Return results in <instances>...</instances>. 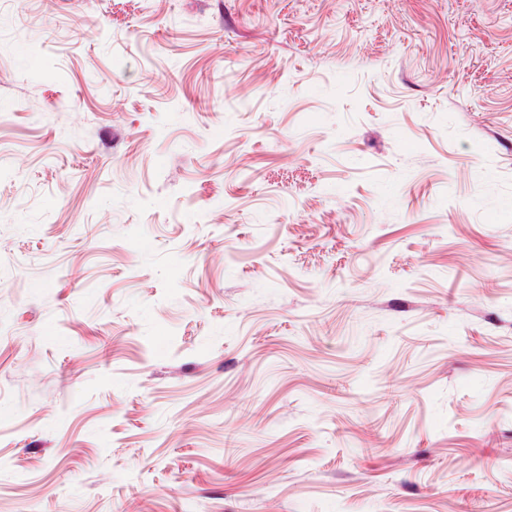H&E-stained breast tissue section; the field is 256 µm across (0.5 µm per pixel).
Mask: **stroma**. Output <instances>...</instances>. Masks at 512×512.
<instances>
[{
  "instance_id": "1",
  "label": "stroma",
  "mask_w": 512,
  "mask_h": 512,
  "mask_svg": "<svg viewBox=\"0 0 512 512\" xmlns=\"http://www.w3.org/2000/svg\"><path fill=\"white\" fill-rule=\"evenodd\" d=\"M0 512H512V0H0Z\"/></svg>"
}]
</instances>
